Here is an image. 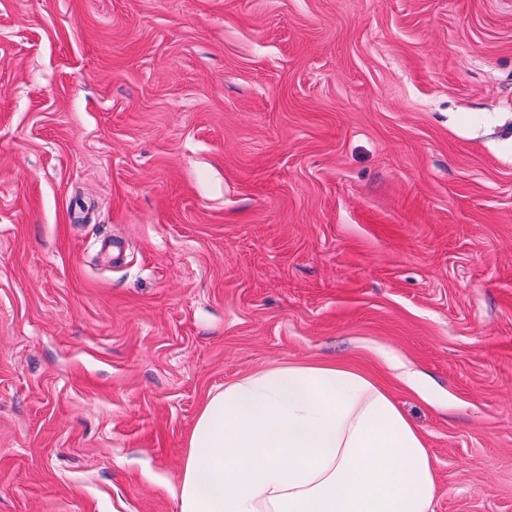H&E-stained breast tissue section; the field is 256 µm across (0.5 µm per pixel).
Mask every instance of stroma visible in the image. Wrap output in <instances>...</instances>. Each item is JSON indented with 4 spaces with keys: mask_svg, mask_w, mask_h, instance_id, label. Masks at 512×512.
<instances>
[{
    "mask_svg": "<svg viewBox=\"0 0 512 512\" xmlns=\"http://www.w3.org/2000/svg\"><path fill=\"white\" fill-rule=\"evenodd\" d=\"M321 362L512 512V0H0V512H177L207 395Z\"/></svg>",
    "mask_w": 512,
    "mask_h": 512,
    "instance_id": "stroma-1",
    "label": "stroma"
}]
</instances>
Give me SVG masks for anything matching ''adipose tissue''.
<instances>
[{"instance_id":"1","label":"adipose tissue","mask_w":512,"mask_h":512,"mask_svg":"<svg viewBox=\"0 0 512 512\" xmlns=\"http://www.w3.org/2000/svg\"><path fill=\"white\" fill-rule=\"evenodd\" d=\"M430 452L390 395L335 364L284 365L210 393L178 512H432Z\"/></svg>"}]
</instances>
